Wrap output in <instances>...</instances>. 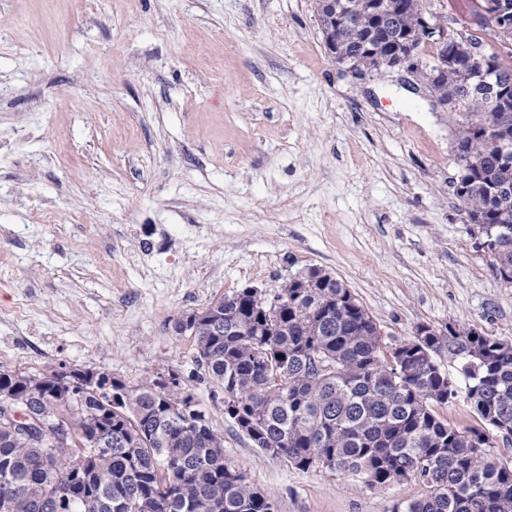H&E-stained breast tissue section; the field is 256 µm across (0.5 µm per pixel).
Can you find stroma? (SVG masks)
I'll return each instance as SVG.
<instances>
[{
    "label": "stroma",
    "instance_id": "obj_1",
    "mask_svg": "<svg viewBox=\"0 0 512 512\" xmlns=\"http://www.w3.org/2000/svg\"><path fill=\"white\" fill-rule=\"evenodd\" d=\"M457 173L451 114L344 74L312 0H0V370L175 373L276 512H393L426 487L255 448L173 321L318 268L384 342L512 341Z\"/></svg>",
    "mask_w": 512,
    "mask_h": 512
}]
</instances>
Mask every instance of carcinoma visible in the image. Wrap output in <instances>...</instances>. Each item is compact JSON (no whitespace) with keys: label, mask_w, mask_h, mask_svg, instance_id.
Wrapping results in <instances>:
<instances>
[{"label":"carcinoma","mask_w":512,"mask_h":512,"mask_svg":"<svg viewBox=\"0 0 512 512\" xmlns=\"http://www.w3.org/2000/svg\"><path fill=\"white\" fill-rule=\"evenodd\" d=\"M336 0V27L351 63L375 64L396 51L424 0ZM472 29L436 55L418 45L422 79L440 65L438 85L458 117L454 193L470 231L490 242L496 276L512 285V43L498 16L471 0ZM496 44L489 47L482 34ZM495 62L484 76L482 55ZM306 286L278 292L240 288L173 322L193 337L197 380L224 392L225 416L261 451L307 472L340 471L370 489L416 480L429 493L402 512H512V465L495 453L512 442V344L462 325L435 332L417 349L390 345L350 289L312 268ZM459 364L466 398L483 427L459 429L434 410L457 395L441 367ZM21 387L27 415L64 406L87 457L71 471L36 429L0 418V512H275L224 456V435L206 416L181 412L193 395L147 377L129 389L112 379V398L43 375L0 372V396Z\"/></svg>","instance_id":"1"}]
</instances>
